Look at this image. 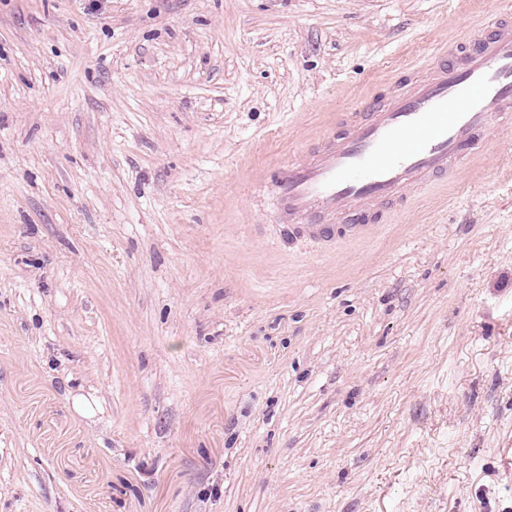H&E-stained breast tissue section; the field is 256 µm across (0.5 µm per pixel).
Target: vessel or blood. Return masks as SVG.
Returning <instances> with one entry per match:
<instances>
[{"label":"vessel or blood","instance_id":"1","mask_svg":"<svg viewBox=\"0 0 512 512\" xmlns=\"http://www.w3.org/2000/svg\"><path fill=\"white\" fill-rule=\"evenodd\" d=\"M433 64L269 180L288 237L360 235L384 211L484 153L512 128V14L435 47Z\"/></svg>","mask_w":512,"mask_h":512}]
</instances>
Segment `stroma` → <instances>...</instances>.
<instances>
[{
    "mask_svg": "<svg viewBox=\"0 0 512 512\" xmlns=\"http://www.w3.org/2000/svg\"><path fill=\"white\" fill-rule=\"evenodd\" d=\"M491 0H0V512H512V132L361 237L258 178Z\"/></svg>",
    "mask_w": 512,
    "mask_h": 512,
    "instance_id": "35a3bbf8",
    "label": "stroma"
}]
</instances>
